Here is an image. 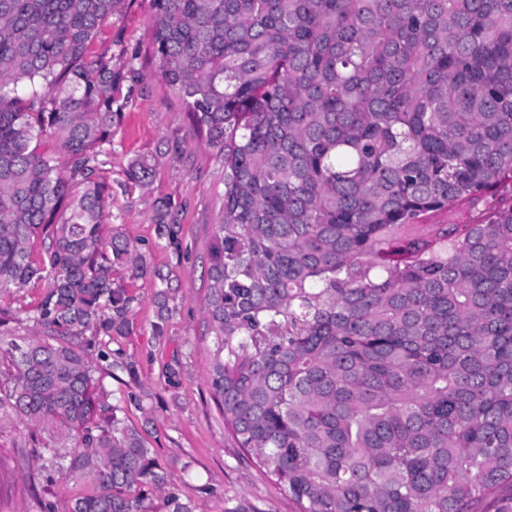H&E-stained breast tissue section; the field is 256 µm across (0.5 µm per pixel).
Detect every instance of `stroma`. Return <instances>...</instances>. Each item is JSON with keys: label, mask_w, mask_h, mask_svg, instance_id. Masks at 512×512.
Masks as SVG:
<instances>
[{"label": "stroma", "mask_w": 512, "mask_h": 512, "mask_svg": "<svg viewBox=\"0 0 512 512\" xmlns=\"http://www.w3.org/2000/svg\"><path fill=\"white\" fill-rule=\"evenodd\" d=\"M151 0L105 27L95 48L124 65L150 37ZM123 107L112 128V225L143 258L142 271L117 267L114 287L131 299L120 331L98 337L87 353H108L101 384L143 436L167 476V488L193 512H298L295 501L251 461L224 428L208 384L209 337L202 305L206 252L220 218L223 171L194 130L185 105L151 67L122 83ZM153 166L147 184L128 177L132 163ZM35 429L0 410V481L11 512H40V500L68 512L81 485H46L25 456Z\"/></svg>", "instance_id": "35a3bbf8"}]
</instances>
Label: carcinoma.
<instances>
[{
  "instance_id": "obj_1",
  "label": "carcinoma",
  "mask_w": 512,
  "mask_h": 512,
  "mask_svg": "<svg viewBox=\"0 0 512 512\" xmlns=\"http://www.w3.org/2000/svg\"><path fill=\"white\" fill-rule=\"evenodd\" d=\"M132 0H0V408L69 512H193L72 339L143 259L108 224ZM147 63L224 169L203 304L224 428L302 512H512V0H152ZM484 202L471 224L426 212ZM39 255H33L36 240ZM151 0H136L123 16L113 19L96 42V51L112 50V64L123 66L131 56L144 50L150 37ZM44 291L42 286L31 287L25 291L9 296L2 294L0 297V307L9 306L14 313V322L11 324L14 333L19 338L30 336L32 322L28 320L30 310L39 302Z\"/></svg>"
}]
</instances>
